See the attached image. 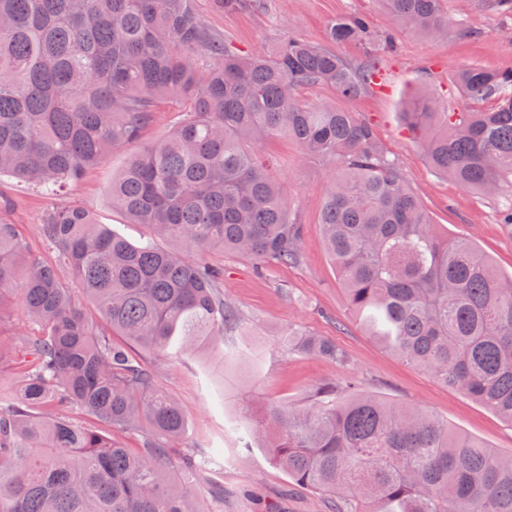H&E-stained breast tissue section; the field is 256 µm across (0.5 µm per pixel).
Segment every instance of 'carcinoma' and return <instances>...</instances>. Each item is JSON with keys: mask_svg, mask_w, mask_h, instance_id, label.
Instances as JSON below:
<instances>
[{"mask_svg": "<svg viewBox=\"0 0 512 512\" xmlns=\"http://www.w3.org/2000/svg\"><path fill=\"white\" fill-rule=\"evenodd\" d=\"M444 0H383L394 24L437 38ZM194 0H0V177L51 193L136 141L158 103L186 117L133 154L112 178V207L168 246L135 245L83 208L39 225L56 263L32 256L16 224L0 223V320L11 303L37 327L17 358L16 395L0 389V512H206L189 460L172 463L186 415L132 349L205 348L235 310L219 292L212 251L281 265L300 259L293 201L259 158L286 136L336 165L320 215L326 250L369 336L512 424V274L465 239L431 230L400 168L370 127L314 86L359 97L379 70L351 66L296 39L245 53L213 34ZM371 31L332 22L336 44ZM456 80L485 112L441 110L418 97L405 113L429 165L481 194L512 193V70L470 65ZM120 336L124 344L113 337ZM283 346L348 364L336 344L299 331ZM142 433L128 448L66 414ZM248 438L273 464L326 496L332 512H512V456L448 420L361 392L348 377L319 386L307 407L242 398Z\"/></svg>", "mask_w": 512, "mask_h": 512, "instance_id": "1", "label": "carcinoma"}]
</instances>
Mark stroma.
Segmentation results:
<instances>
[{
	"instance_id": "1",
	"label": "stroma",
	"mask_w": 512,
	"mask_h": 512,
	"mask_svg": "<svg viewBox=\"0 0 512 512\" xmlns=\"http://www.w3.org/2000/svg\"><path fill=\"white\" fill-rule=\"evenodd\" d=\"M194 7L207 28L246 53L270 51L290 38L329 46L330 23L348 16L364 17L377 34H391L390 48L379 41L335 46L354 66L377 57L386 76L383 85L354 99L320 87L301 90V98L310 104L331 100L355 113L371 127L382 152L397 162L433 230L472 241L498 271L512 272V224L500 220L512 197L483 195L434 171L404 118L410 102L421 94L450 109L470 108L455 78L460 67L512 69L511 12L495 9L487 0H445L448 34L429 40L395 29L381 0H263L259 10H227L216 0H195ZM135 150L131 144L113 151L60 195L4 179L0 221L17 225L33 253L47 260L53 253L38 226L64 203L83 207L132 243L145 242L149 230L130 223L111 203L112 177ZM262 154L294 201L291 218L302 227L299 262L259 264L233 253L212 254V261L224 267L221 291L237 311L236 323L206 349L188 348L154 360L159 386L179 401L187 416L181 446L196 462L192 479L199 491L213 483L223 485L220 512H331L328 499L296 485L270 462L263 441L243 445L234 425L240 394H250L260 406L279 401L305 405L317 386L349 376L365 392L420 407L447 419L456 431L511 455V424L366 335L345 298L319 224L331 163L307 156L284 136L268 142ZM294 329L335 343L347 354L348 365L283 349L281 336Z\"/></svg>"
}]
</instances>
